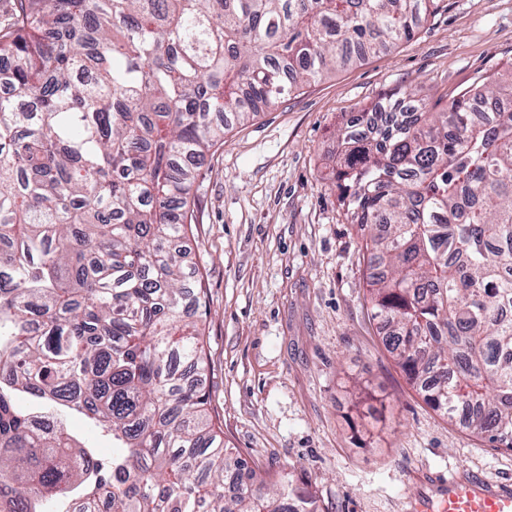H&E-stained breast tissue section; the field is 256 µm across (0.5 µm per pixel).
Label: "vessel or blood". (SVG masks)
Instances as JSON below:
<instances>
[{
	"mask_svg": "<svg viewBox=\"0 0 512 512\" xmlns=\"http://www.w3.org/2000/svg\"><path fill=\"white\" fill-rule=\"evenodd\" d=\"M438 512H512V483L491 482L457 470L435 477Z\"/></svg>",
	"mask_w": 512,
	"mask_h": 512,
	"instance_id": "b4317fda",
	"label": "vessel or blood"
}]
</instances>
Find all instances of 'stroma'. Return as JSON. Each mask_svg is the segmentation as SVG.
<instances>
[{
  "instance_id": "1",
  "label": "stroma",
  "mask_w": 512,
  "mask_h": 512,
  "mask_svg": "<svg viewBox=\"0 0 512 512\" xmlns=\"http://www.w3.org/2000/svg\"><path fill=\"white\" fill-rule=\"evenodd\" d=\"M511 70L512 0H442L413 39L234 126L200 169L185 245L207 284L206 367L189 380L225 445L320 512H436L426 476L462 467L512 480V452L433 410L385 348L330 177L351 114L409 88L444 104Z\"/></svg>"
}]
</instances>
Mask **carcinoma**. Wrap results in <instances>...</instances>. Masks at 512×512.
Returning <instances> with one entry per match:
<instances>
[{"label": "carcinoma", "mask_w": 512, "mask_h": 512, "mask_svg": "<svg viewBox=\"0 0 512 512\" xmlns=\"http://www.w3.org/2000/svg\"><path fill=\"white\" fill-rule=\"evenodd\" d=\"M440 0H15L0 27V512H319L224 446L196 169L250 120L412 39ZM334 133L372 313L412 387L512 451V72ZM37 404L24 410L19 400ZM84 415L112 459L70 434Z\"/></svg>", "instance_id": "obj_1"}]
</instances>
